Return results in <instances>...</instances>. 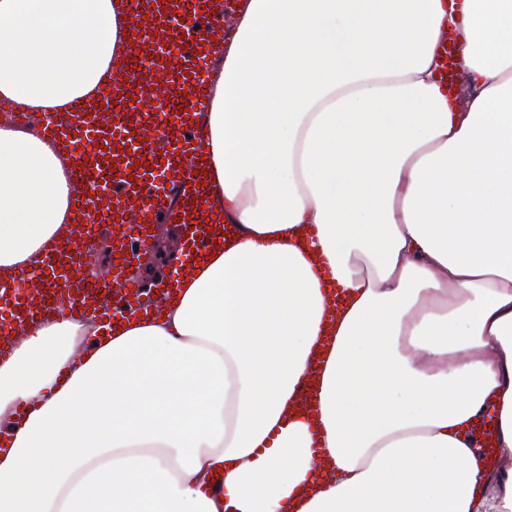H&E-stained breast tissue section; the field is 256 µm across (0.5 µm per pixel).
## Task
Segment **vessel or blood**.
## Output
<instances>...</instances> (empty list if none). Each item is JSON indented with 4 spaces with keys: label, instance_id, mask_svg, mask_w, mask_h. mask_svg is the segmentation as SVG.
<instances>
[{
    "label": "vessel or blood",
    "instance_id": "obj_1",
    "mask_svg": "<svg viewBox=\"0 0 512 512\" xmlns=\"http://www.w3.org/2000/svg\"><path fill=\"white\" fill-rule=\"evenodd\" d=\"M133 17L131 38L139 41L155 61L160 79L126 70L106 85L98 101L75 104L71 121L49 119L45 136L68 153L74 180L82 185H110L102 204L91 208L87 196L71 202L78 232L70 242L50 241L44 247L39 285L29 288L26 270L13 280L23 292H0V354L6 353L13 332H27L51 309H64L79 318L123 320L145 311L162 314L161 300L170 288L145 294L131 271L134 260L152 241L155 218L178 223L182 249L177 270H188L217 243L220 231L234 226L211 202L205 178L206 148L198 123L209 105L207 65L216 48L211 21L224 15L231 0H122ZM182 29H173L176 18ZM165 100L167 112L144 113L142 105ZM143 147L132 157V144ZM112 225L113 270L109 278L88 281L86 256L98 224ZM109 303H101V295ZM497 420L493 411L479 414L469 428L475 449L486 461L495 457Z\"/></svg>",
    "mask_w": 512,
    "mask_h": 512
}]
</instances>
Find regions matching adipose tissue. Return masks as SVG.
Segmentation results:
<instances>
[{
	"label": "adipose tissue",
	"mask_w": 512,
	"mask_h": 512,
	"mask_svg": "<svg viewBox=\"0 0 512 512\" xmlns=\"http://www.w3.org/2000/svg\"><path fill=\"white\" fill-rule=\"evenodd\" d=\"M118 0H0V98L62 112L125 56ZM203 124L242 232L155 319L57 312L0 361V512H512V0H239ZM465 90L439 75L444 38ZM81 185L0 123V277ZM347 305L318 426L288 407ZM333 472L322 477L314 451ZM497 428L496 416L492 410H486L479 414L469 428V435L475 449L489 463H492L495 457Z\"/></svg>",
	"instance_id": "adipose-tissue-1"
}]
</instances>
